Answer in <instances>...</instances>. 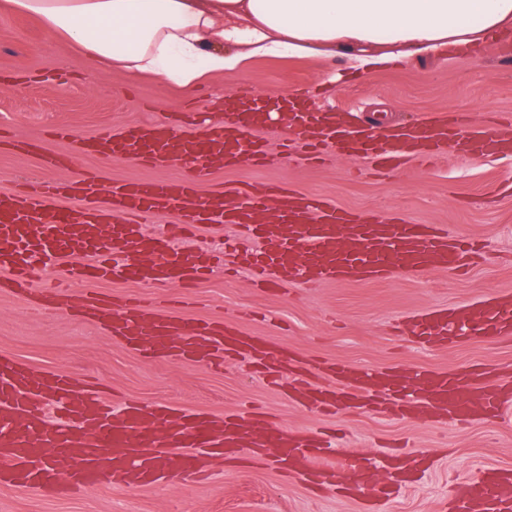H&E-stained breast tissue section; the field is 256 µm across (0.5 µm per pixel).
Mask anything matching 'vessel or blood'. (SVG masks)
Here are the masks:
<instances>
[{
	"instance_id": "b4317fda",
	"label": "vessel or blood",
	"mask_w": 512,
	"mask_h": 512,
	"mask_svg": "<svg viewBox=\"0 0 512 512\" xmlns=\"http://www.w3.org/2000/svg\"><path fill=\"white\" fill-rule=\"evenodd\" d=\"M287 112L284 154L318 161L352 153L376 167L407 161L430 165L455 153L462 157L512 156V123H473L470 113H438L382 130L350 109L316 110L303 99L272 101L242 90L221 119L198 123L185 112L180 124L153 119L77 140V151L108 162L130 159L160 168L183 166L187 176L172 181L106 182L83 174L0 191V272L18 285L41 276L51 260L79 262L68 279L42 289L40 309L57 311L108 331L128 350L148 358L207 366L232 352L283 373L304 371L303 362H281L263 337L208 320H187L138 294L123 300L95 291L71 294L74 281L102 282L115 273L151 288L208 273L211 257L174 250L172 240L214 222L234 225L242 241L239 265L275 290L294 285H328L389 279L466 266L468 247L431 224L387 223L279 183L250 190L243 199L202 197L201 185L214 159L225 167L262 165L267 150L260 133L278 112ZM177 211L176 223L147 233L148 217ZM408 335L446 347L470 338L512 336V292L489 295L462 309L444 307L413 313ZM326 386L302 384L290 392L308 409L337 406L352 415L371 411L373 396L414 388L404 411L431 424L468 423L512 409V374L501 367L473 366L467 373L358 369L325 363ZM322 437L277 427L264 416L239 421L215 413L179 414L150 402H128L110 410L98 394L69 373L35 375L23 362L0 355V486L40 496L70 497L111 485L128 490L189 487L206 477L200 449L255 457L272 452L279 471L325 490L345 489L373 500L378 488L372 464L345 448L340 464L321 463ZM422 452L406 449L392 461L396 481L417 469ZM450 512H512V467L486 466L454 483Z\"/></svg>"
}]
</instances>
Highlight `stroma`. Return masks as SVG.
Masks as SVG:
<instances>
[{"label":"stroma","instance_id":"obj_1","mask_svg":"<svg viewBox=\"0 0 512 512\" xmlns=\"http://www.w3.org/2000/svg\"><path fill=\"white\" fill-rule=\"evenodd\" d=\"M62 74L59 82L0 85V129L45 151L72 152L54 139L53 126L89 136L179 112L198 102L206 116L219 117L226 96L243 88L263 94L314 88L363 114L378 113L386 124L413 121L436 112L512 114V22L478 34L470 51L426 53L386 68L362 67L351 57L312 53L302 57L257 58L245 75L224 74L188 91L122 71L92 68L71 45L48 38L22 14L0 13V74ZM98 170L109 182L177 179L176 165L147 169L126 160L102 163L75 155L72 174ZM57 170L38 157L0 150V190L47 178ZM512 159L463 160L454 156L424 166L413 162L375 176L350 156L322 165L277 159L263 168L227 169L217 164L208 191H242L283 181L338 205L419 224H442L479 243L483 255L465 275L452 271L398 276L372 283L318 288H257L246 270L215 268L187 288H166L168 300L189 298L183 317L220 320L251 336H264L282 353L357 367L425 368L458 372L473 364L512 365V337L476 338L436 348L393 332L395 322L416 310L468 307L493 290H512ZM0 354L27 363L35 374L68 371L128 399L166 402L181 410L236 412L262 406L274 425L335 430L350 447L386 464L399 445L428 450L425 464L379 512H440L448 482L469 478L487 465L512 466V426L499 419L470 426L429 425L409 415L365 413L352 418L297 408L282 391L237 360L219 368L187 367L165 358L144 359L94 325L62 314L33 310L24 295L0 288ZM211 477L188 489L124 490L105 486L75 498L48 499L0 488V512H366L357 500L312 494L301 483L284 482L274 464L239 467L209 459Z\"/></svg>","mask_w":512,"mask_h":512}]
</instances>
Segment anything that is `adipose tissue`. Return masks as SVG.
<instances>
[{
  "mask_svg": "<svg viewBox=\"0 0 512 512\" xmlns=\"http://www.w3.org/2000/svg\"><path fill=\"white\" fill-rule=\"evenodd\" d=\"M37 19L91 65L185 88L249 59L388 43L459 53L476 30L512 21V0H0Z\"/></svg>",
  "mask_w": 512,
  "mask_h": 512,
  "instance_id": "obj_1",
  "label": "adipose tissue"
}]
</instances>
